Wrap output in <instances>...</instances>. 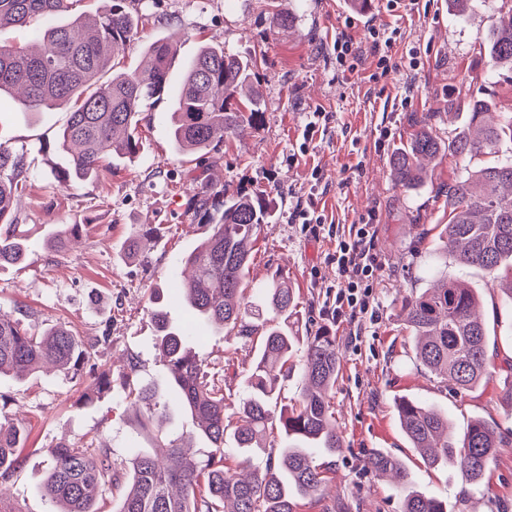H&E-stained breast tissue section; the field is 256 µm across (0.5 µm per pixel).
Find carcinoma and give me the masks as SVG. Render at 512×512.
I'll return each instance as SVG.
<instances>
[{
    "label": "carcinoma",
    "instance_id": "cac0c4a2",
    "mask_svg": "<svg viewBox=\"0 0 512 512\" xmlns=\"http://www.w3.org/2000/svg\"><path fill=\"white\" fill-rule=\"evenodd\" d=\"M82 0H0V32L43 25L38 44L0 41V94L21 95L33 114L70 107L57 147L68 157L59 181L71 185L97 176L108 157L131 161L140 152L143 103L172 96L169 133L180 154L205 155L224 135L255 124L263 114L256 62L206 43L187 62L178 84L171 79L174 41L163 38L146 46L147 65L117 70L138 34L139 16L130 0L90 18L76 12ZM491 73L512 71V10L500 15L484 41ZM495 105L469 103L468 127L446 144L423 127L391 156V177L404 189L425 180L421 161L448 153L463 158L499 153L512 142V119L485 122ZM23 157L0 144V268L18 267L27 247L10 220L25 191ZM448 223L441 225L443 254L458 264L485 272L512 303V155L465 173L448 183ZM208 235L183 260L184 276L176 292L190 320L179 327L162 309L151 310L157 347L177 406L189 414L194 429L151 437V448L133 449L129 484L117 512H297V497L315 499L327 482L328 463L343 448L336 428L332 393L343 369L336 336L322 328L298 336L296 289L287 278H271L262 297L246 300L247 276L258 235L276 220V208L262 191L204 202ZM80 235V225L66 224L49 240L58 251ZM401 311L415 338V356L429 372L457 392L468 391L495 373L487 354L488 331L478 312V296L465 282L437 272L430 286L406 298ZM249 339L260 335L259 348L243 379L244 396L237 419H224V381L210 377L205 361L187 342L199 322ZM299 357L304 388L293 404L281 405L280 381L290 376ZM86 360L84 340L59 326L38 336L12 313L0 311V375H22L45 363L64 372L80 371ZM111 386L99 374L82 390L79 402L91 403ZM144 418L143 429L169 410V396L155 382L127 394ZM401 429L427 468H457L461 481L476 487L500 448V432L481 419L461 432L448 413L400 398L395 402ZM204 439V458L187 452L185 442ZM27 438L23 422L0 423V468L13 463ZM235 454L232 465L226 463ZM265 459L264 467L253 460ZM367 466L398 484L401 512H447L434 496L409 490L410 474L390 454L372 451ZM118 463L107 454L59 444L48 450L45 495L53 512H100L98 503L112 483Z\"/></svg>",
    "mask_w": 512,
    "mask_h": 512
}]
</instances>
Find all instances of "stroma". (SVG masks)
<instances>
[{
  "label": "stroma",
  "instance_id": "35a3bbf8",
  "mask_svg": "<svg viewBox=\"0 0 512 512\" xmlns=\"http://www.w3.org/2000/svg\"><path fill=\"white\" fill-rule=\"evenodd\" d=\"M144 17L139 38L123 66L136 68L145 44L168 35L177 42L172 65H184L204 43L253 58L260 75L264 114L244 136H225L204 156L177 154L169 141L170 103L145 106L142 146L134 162H113L93 180L61 186L64 160L56 138L65 109L38 116L25 113L9 95L0 96V142L26 164V189L16 212V229L28 248L24 267L0 269V311L22 312L33 331L63 326L91 345L90 362L107 371L111 388L92 403L79 404L81 389L60 372L37 370L0 379L4 418L22 419L28 438L13 469L0 470V488L19 512H52L41 492L48 448L66 443L92 448L114 460L128 458L139 424L127 409L126 383L164 382L149 318L150 295L161 289L172 317L183 320L184 305L171 289L181 257L206 233L196 213L203 195L215 189L233 194L263 190L277 204V220L264 225L250 265L249 300H257L273 271L282 270L299 292L298 333L327 327L339 340L343 371L333 404L344 445L330 461L324 499L301 500L298 512H401V494L366 465L380 449L398 457L417 487L442 501L448 512H512V447L502 448L481 485L464 489L450 470L426 469L402 433L395 401L405 397L444 409L456 429L482 419L512 438V407L500 399L512 363V303L483 272L446 262L437 227L445 223L448 182L462 175V160L443 156L416 190L396 187L390 175L394 148L419 126L448 140L466 124L465 106L474 98L496 104V117H512V73L488 74L482 46L496 18L512 0H470L455 16L448 0H371L366 11L348 0H137ZM288 12L281 31L275 11ZM393 32L385 53L393 64L376 67L365 57L356 72L336 60L333 45L347 34L370 44L371 30ZM319 129L307 151L299 134L312 112ZM389 132L379 143L381 132ZM210 168L218 183L194 181L187 172ZM322 219L318 232L306 230L297 209ZM375 226V251L382 268L373 285L378 320L337 324L322 314L336 284L329 262L336 239L350 225ZM60 224L81 227V241L62 253L45 239ZM142 234V254L124 257L133 234ZM446 265L477 292L489 329V355L497 371L462 395L417 365L408 329L398 316L402 297L427 288L435 266ZM191 348L215 378L224 382L226 414H233L255 343L225 337L203 324ZM134 357L130 380L119 375L120 359Z\"/></svg>",
  "mask_w": 512,
  "mask_h": 512
}]
</instances>
